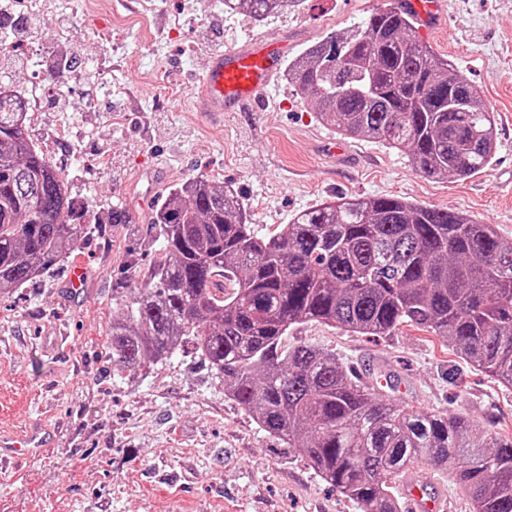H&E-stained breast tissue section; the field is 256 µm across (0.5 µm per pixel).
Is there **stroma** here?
<instances>
[{
  "instance_id": "35a3bbf8",
  "label": "stroma",
  "mask_w": 512,
  "mask_h": 512,
  "mask_svg": "<svg viewBox=\"0 0 512 512\" xmlns=\"http://www.w3.org/2000/svg\"><path fill=\"white\" fill-rule=\"evenodd\" d=\"M385 2L304 0L258 23L225 12L222 0H137L130 9L81 0L74 11L31 16L8 39L0 70L19 90L50 88L30 133L50 143L92 231L60 268L0 296V420L20 429L34 420L53 436L0 479V512H356L225 397L193 345L132 373L113 367L107 337L127 261L146 267L161 256L153 209L197 176L234 188L260 237L339 196H396L497 225L512 241V195L499 185L512 174V0H450L446 25L423 36L495 115L493 161L474 176L434 179L406 151L342 139L282 77L266 111L194 107L211 51L263 38L287 43L294 57ZM72 52L82 64L52 66ZM117 203L128 223H109ZM77 263L86 288L72 298L64 285ZM286 342L332 350L363 382L383 368L407 378L394 398L405 410L512 434V389L415 326L363 336L308 321Z\"/></svg>"
}]
</instances>
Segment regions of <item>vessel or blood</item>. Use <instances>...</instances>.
Masks as SVG:
<instances>
[{"label": "vessel or blood", "instance_id": "obj_1", "mask_svg": "<svg viewBox=\"0 0 512 512\" xmlns=\"http://www.w3.org/2000/svg\"><path fill=\"white\" fill-rule=\"evenodd\" d=\"M396 6L417 21L420 31L440 26L448 16L447 0H395ZM282 54L271 50L267 41L256 39L249 52L236 48L209 54L202 69L203 91L198 107L204 112H235L243 105H256L271 90L280 70ZM47 436L39 423H31L23 434L0 425V449L9 452L13 462L27 458L44 447ZM407 512H448V497L431 477L409 476L403 485Z\"/></svg>", "mask_w": 512, "mask_h": 512}]
</instances>
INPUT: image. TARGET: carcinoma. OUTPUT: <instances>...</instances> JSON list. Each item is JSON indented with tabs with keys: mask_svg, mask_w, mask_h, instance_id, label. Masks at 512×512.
Masks as SVG:
<instances>
[{
	"mask_svg": "<svg viewBox=\"0 0 512 512\" xmlns=\"http://www.w3.org/2000/svg\"><path fill=\"white\" fill-rule=\"evenodd\" d=\"M304 0H224L257 22ZM285 77L321 122L405 150L431 177L484 171L497 127L478 90L392 5L290 60ZM68 182L33 143L21 93L0 81V294L59 267L89 234ZM161 258L115 292L112 364L136 372L193 343L224 396L358 512H400L392 481L426 458L451 466L472 512H512V436L463 416L406 411L336 354L284 345L307 321L364 336L410 323L512 387V242L492 224L400 197L340 198L254 234L237 192L204 177L151 216Z\"/></svg>",
	"mask_w": 512,
	"mask_h": 512,
	"instance_id": "cac0c4a2",
	"label": "carcinoma"
}]
</instances>
